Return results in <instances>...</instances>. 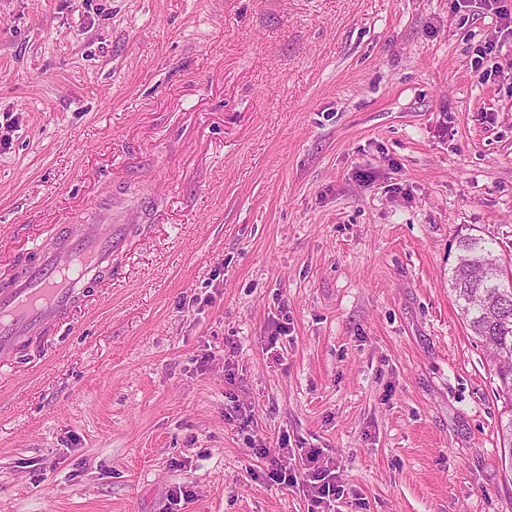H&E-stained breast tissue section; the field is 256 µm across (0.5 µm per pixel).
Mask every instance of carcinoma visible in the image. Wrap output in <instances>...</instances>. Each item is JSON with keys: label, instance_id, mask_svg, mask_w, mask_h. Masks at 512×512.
<instances>
[{"label": "carcinoma", "instance_id": "carcinoma-1", "mask_svg": "<svg viewBox=\"0 0 512 512\" xmlns=\"http://www.w3.org/2000/svg\"><path fill=\"white\" fill-rule=\"evenodd\" d=\"M457 246L448 285L471 335L483 343L495 366L508 415L500 423L501 437L512 459V280L494 268L497 257L484 237L466 234Z\"/></svg>", "mask_w": 512, "mask_h": 512}]
</instances>
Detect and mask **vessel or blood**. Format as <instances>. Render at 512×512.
I'll return each instance as SVG.
<instances>
[{
  "label": "vessel or blood",
  "mask_w": 512,
  "mask_h": 512,
  "mask_svg": "<svg viewBox=\"0 0 512 512\" xmlns=\"http://www.w3.org/2000/svg\"><path fill=\"white\" fill-rule=\"evenodd\" d=\"M138 207L114 205L105 231L62 234L39 245L38 258L0 288V362L10 360L17 340L41 334L89 297L102 276L111 274L136 222Z\"/></svg>",
  "instance_id": "b4317fda"
}]
</instances>
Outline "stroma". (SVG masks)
I'll use <instances>...</instances> for the list:
<instances>
[{
    "instance_id": "stroma-1",
    "label": "stroma",
    "mask_w": 512,
    "mask_h": 512,
    "mask_svg": "<svg viewBox=\"0 0 512 512\" xmlns=\"http://www.w3.org/2000/svg\"><path fill=\"white\" fill-rule=\"evenodd\" d=\"M126 187L99 299L0 363V512H512L448 287L512 258L485 0H0V274ZM309 448L322 509L269 478Z\"/></svg>"
}]
</instances>
